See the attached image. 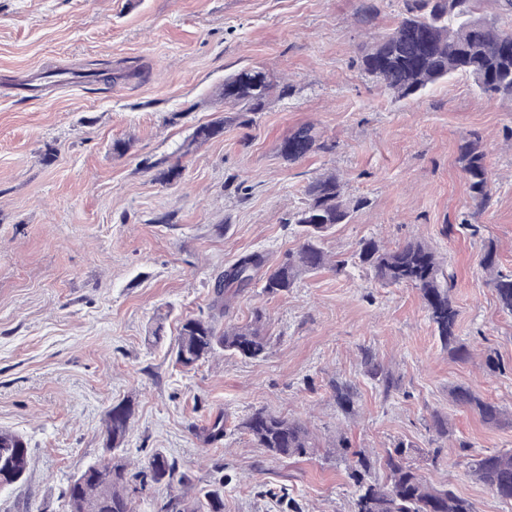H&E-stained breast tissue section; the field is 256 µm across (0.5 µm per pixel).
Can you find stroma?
I'll use <instances>...</instances> for the list:
<instances>
[{
	"label": "stroma",
	"instance_id": "35a3bbf8",
	"mask_svg": "<svg viewBox=\"0 0 512 512\" xmlns=\"http://www.w3.org/2000/svg\"><path fill=\"white\" fill-rule=\"evenodd\" d=\"M401 6L0 0V430L31 450L28 479L0 489V512H64L68 479L105 456V415L121 401L134 411L127 463L165 452L188 473L191 498L223 480L224 512H352L342 438L373 457L406 445L432 484L477 512H512L467 469L473 455L512 450V314L479 266L491 243L499 269L512 271V98L482 95L463 77L417 100L374 83L360 57ZM253 67L276 89L242 123L212 93ZM220 114L222 136L178 153ZM302 125L335 151L285 161L280 146ZM474 134L494 183L483 207L457 161ZM116 140L130 142L125 155L113 154ZM163 157L182 169L176 184L155 179ZM324 173L362 202L323 241L348 266L278 295L235 292L228 318L245 323L262 310L266 355L221 353L179 371L168 348L180 320L214 316L215 280L241 254L276 261L296 250L290 219ZM464 219L477 235L460 232ZM371 237L389 247L418 238L437 251L454 276L468 360L443 349L416 289L380 285L351 263ZM366 350L391 373V390L366 374ZM490 353L500 371L486 369ZM336 380L357 390L352 414L336 405ZM459 385L501 405L502 422L456 404ZM262 407L305 421L318 454L285 461L257 448L239 425ZM435 412L449 423L440 440L428 430ZM218 416L225 436L213 444L206 429Z\"/></svg>",
	"mask_w": 512,
	"mask_h": 512
}]
</instances>
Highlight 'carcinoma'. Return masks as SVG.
I'll list each match as a JSON object with an SVG mask.
<instances>
[{
	"instance_id": "carcinoma-1",
	"label": "carcinoma",
	"mask_w": 512,
	"mask_h": 512,
	"mask_svg": "<svg viewBox=\"0 0 512 512\" xmlns=\"http://www.w3.org/2000/svg\"><path fill=\"white\" fill-rule=\"evenodd\" d=\"M481 0H403V12L395 25L375 41L361 58L362 70L384 89L399 97H418L442 80L466 76L482 94L512 98V0H499L501 12L484 14ZM274 83L261 69H243L224 79L217 96L226 103L239 104L238 118L250 121L249 114L262 110ZM224 133V118L217 117L195 127L191 142H205ZM336 144L320 140L313 127L296 129L281 144V155L297 162L312 153L335 150ZM459 163L473 197L487 205L492 183L479 136L460 147ZM156 180L171 184L181 176V168L162 159ZM307 199L293 215L292 223L301 228L302 242L272 264L263 251L238 257L214 284V305L227 310L229 300L224 289L261 285L262 291L276 295L288 291L306 273L326 267L338 271L348 265L346 259H334L325 252L323 239L339 224H346L360 206L345 195L344 185L335 174L312 180L306 189ZM374 278L385 285H407L418 290L429 322L443 348L458 360L469 357L468 349L458 338V310L450 295L451 276L436 252L420 240L408 241L388 249L374 238L362 239L354 254ZM480 268L489 282L502 310L512 314V275L495 272L497 249L485 246L479 259ZM263 313L254 312L244 324L226 323L216 327L214 321L186 318L171 343L174 363L192 370L205 359L230 352L247 359L262 357L268 347L263 327ZM371 378L388 391L392 378L384 368L365 356ZM336 405L344 412L354 407L351 385L336 383ZM453 400L480 417L486 424H496L504 416L503 408L469 387L456 386ZM133 412L131 405L120 402L106 413L104 421L108 457L88 464L68 481L66 512H136L140 497L132 483L141 487L187 480L177 463L162 451L149 454L138 471L130 472L126 461L116 456L123 449ZM257 447L276 459L308 458L319 445L308 426L297 419L276 415L264 408L254 410L240 424ZM404 445L386 450L377 460L386 470V478L372 477L375 460L362 451L347 467L353 488L354 512H475L472 502L449 487H435L416 469L404 462ZM30 468V451L26 440L11 431L0 430V488L24 482ZM470 476L504 502H512V452H491L467 462ZM160 512H224V479L220 478L202 496L190 504L171 498Z\"/></svg>"
}]
</instances>
